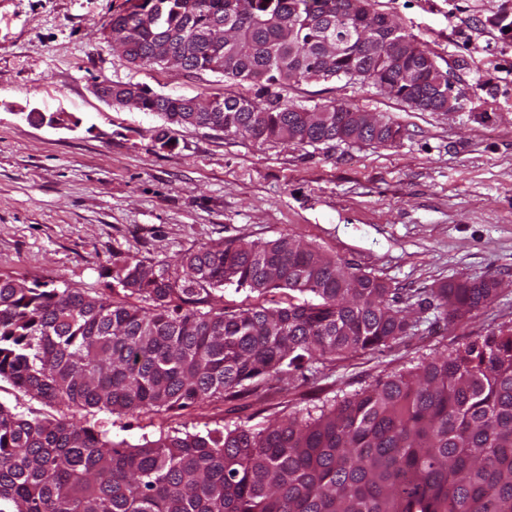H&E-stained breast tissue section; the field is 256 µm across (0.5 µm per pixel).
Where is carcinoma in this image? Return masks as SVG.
Here are the masks:
<instances>
[{
    "label": "carcinoma",
    "instance_id": "obj_1",
    "mask_svg": "<svg viewBox=\"0 0 512 512\" xmlns=\"http://www.w3.org/2000/svg\"><path fill=\"white\" fill-rule=\"evenodd\" d=\"M103 36L140 30L125 51L156 67L153 46L197 43L187 72L268 85L319 73L327 43L341 53L323 79L402 78L410 106L428 87L430 52L416 46L398 68L362 53L363 18L344 0H125ZM369 37L410 38L373 14ZM159 94L142 111L167 123L296 146L396 142L401 130L354 137V112L326 105H261L240 95L208 112ZM236 289L288 299L267 307L221 304ZM494 279L450 281L422 303L448 323L491 303ZM136 298L149 303L139 307ZM396 288L293 237L224 242L174 265L135 257L112 263V285L89 294L0 277V382L60 416L0 402V512H512V324L482 341L395 372L362 391L262 427L226 424L114 441L73 409L127 415L231 402L260 388L400 340L417 326Z\"/></svg>",
    "mask_w": 512,
    "mask_h": 512
}]
</instances>
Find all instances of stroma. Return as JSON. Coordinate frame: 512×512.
<instances>
[{
	"label": "stroma",
	"instance_id": "stroma-1",
	"mask_svg": "<svg viewBox=\"0 0 512 512\" xmlns=\"http://www.w3.org/2000/svg\"><path fill=\"white\" fill-rule=\"evenodd\" d=\"M432 55L459 112H422L344 80L267 87L211 72L138 67L101 34L125 0H0V276L103 291L112 262L173 263L228 240L290 235L399 289L419 323L391 347L318 365L309 378L223 404L90 422L140 443L167 428L254 422L352 395L376 380L482 340L512 324V34L498 19L512 0H371ZM134 82L172 97L241 94L311 108L332 102L401 128L390 147H298L174 127L173 149L153 140L163 120L111 105L97 83ZM61 114L35 126L24 112ZM492 278L488 306L435 327L418 310L431 288Z\"/></svg>",
	"mask_w": 512,
	"mask_h": 512
}]
</instances>
